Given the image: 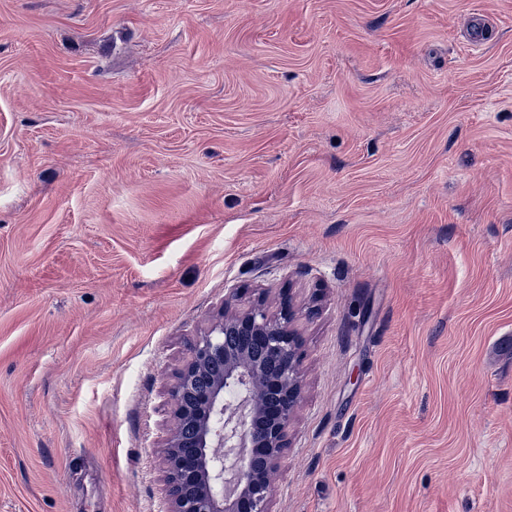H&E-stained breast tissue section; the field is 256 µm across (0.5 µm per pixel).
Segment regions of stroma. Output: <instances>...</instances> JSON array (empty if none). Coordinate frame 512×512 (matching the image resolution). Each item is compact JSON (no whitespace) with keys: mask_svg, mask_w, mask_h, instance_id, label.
<instances>
[{"mask_svg":"<svg viewBox=\"0 0 512 512\" xmlns=\"http://www.w3.org/2000/svg\"><path fill=\"white\" fill-rule=\"evenodd\" d=\"M231 288L302 312L273 512H512V0H0V512H164Z\"/></svg>","mask_w":512,"mask_h":512,"instance_id":"1","label":"stroma"}]
</instances>
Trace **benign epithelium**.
<instances>
[{
  "label": "benign epithelium",
  "mask_w": 512,
  "mask_h": 512,
  "mask_svg": "<svg viewBox=\"0 0 512 512\" xmlns=\"http://www.w3.org/2000/svg\"><path fill=\"white\" fill-rule=\"evenodd\" d=\"M235 297L224 298L172 374L166 512H272L304 390L303 340L289 294L274 312L263 292L245 308L233 306ZM227 389L236 402H224Z\"/></svg>",
  "instance_id": "7a95c632"
}]
</instances>
